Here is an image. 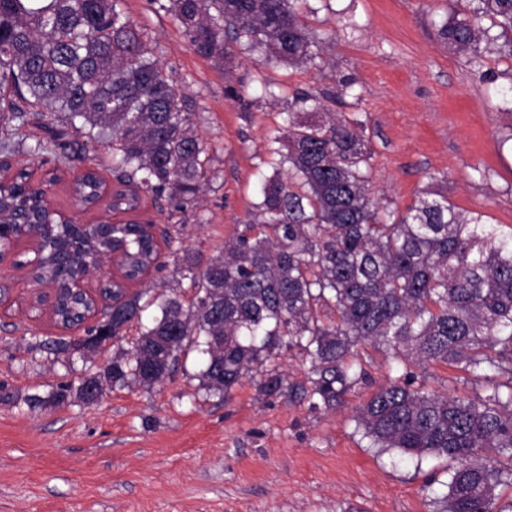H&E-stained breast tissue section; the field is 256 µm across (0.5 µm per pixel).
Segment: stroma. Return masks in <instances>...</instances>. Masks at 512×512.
<instances>
[{
    "mask_svg": "<svg viewBox=\"0 0 512 512\" xmlns=\"http://www.w3.org/2000/svg\"><path fill=\"white\" fill-rule=\"evenodd\" d=\"M314 33L336 43L316 66L296 69L237 51L231 68L191 50L155 0L124 7L167 73L185 92L209 146L203 203L170 214L166 200L142 195L137 210L110 214L107 201L81 209L71 187L82 162L60 168L20 152L15 168L49 182L52 205L79 224H184L182 242L212 255L249 223L271 172L266 139L285 126L295 90H335L355 80L347 115L366 124L373 151L371 191L406 209L428 192L460 209L512 225V59L481 66L438 35L448 0H308ZM264 73L274 93L255 90ZM25 270L0 266V512H434L450 479L444 460L417 461L379 448L354 420L371 394L359 386L331 410L281 394L266 397L243 380L229 401L206 395L187 361L174 380L146 390L107 389L98 403L30 405L88 366L54 359L43 342L79 332L51 319ZM429 390L472 396L465 371L432 364L416 372Z\"/></svg>",
    "mask_w": 512,
    "mask_h": 512,
    "instance_id": "obj_1",
    "label": "stroma"
}]
</instances>
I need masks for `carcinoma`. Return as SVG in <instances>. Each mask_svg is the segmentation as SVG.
Here are the masks:
<instances>
[{
    "instance_id": "cac0c4a2",
    "label": "carcinoma",
    "mask_w": 512,
    "mask_h": 512,
    "mask_svg": "<svg viewBox=\"0 0 512 512\" xmlns=\"http://www.w3.org/2000/svg\"><path fill=\"white\" fill-rule=\"evenodd\" d=\"M125 0H0V128L7 156L26 142L32 112L59 115L112 153L116 180L134 188L112 195V210L138 207L139 193L164 197L174 211L198 204L209 181L208 146L196 134L185 93L154 59ZM177 20L193 52L231 64L232 45L266 61L310 67L322 42L304 22L307 0H156ZM438 34L456 53L479 64L494 50L512 57V0H465ZM332 91L295 93L285 133L269 138L275 157L264 177L254 219L224 239L207 259L164 229L174 256L176 285L132 294L117 286L103 309L111 332L89 354L78 341L47 343L55 354L92 362L109 338L136 328L128 348L105 364L110 386L147 390L166 382L189 358L208 394L228 399L245 378L273 396L283 392L314 409H332L365 379L358 348L371 345L397 365L439 362L460 367L483 393L471 398L430 391L404 372L389 376L357 409L371 442L419 461L452 463L437 512H512L499 505L512 487V225L464 213L448 197L421 198L401 213L368 193L373 153L365 123L334 109ZM55 135L29 146L62 165L84 148ZM18 172L0 199V225L14 232L13 214L40 215L32 235L44 249L41 278L63 284L93 273L112 248L128 274L160 268L154 232L137 222L83 224L61 231L41 213L37 193ZM102 183L77 179L85 205L101 199ZM189 288L183 287V281ZM83 304L71 300L59 323L76 325ZM308 362V385L279 370L282 350ZM58 384L46 398L67 402L74 388Z\"/></svg>"
}]
</instances>
